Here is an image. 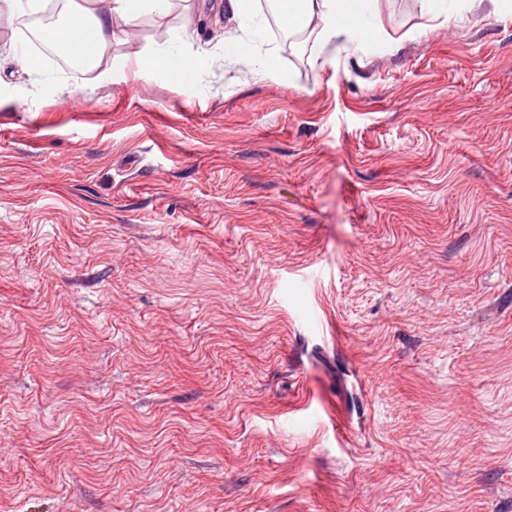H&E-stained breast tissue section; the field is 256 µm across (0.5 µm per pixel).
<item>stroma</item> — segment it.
Listing matches in <instances>:
<instances>
[{
    "mask_svg": "<svg viewBox=\"0 0 512 512\" xmlns=\"http://www.w3.org/2000/svg\"><path fill=\"white\" fill-rule=\"evenodd\" d=\"M224 2L136 23L188 83L0 9V512H512V0L323 67ZM231 56L235 62L252 67V72L261 78L278 80L279 75L274 72L266 63V60H258L254 54L253 47L249 41L239 40L231 47Z\"/></svg>",
    "mask_w": 512,
    "mask_h": 512,
    "instance_id": "obj_1",
    "label": "stroma"
}]
</instances>
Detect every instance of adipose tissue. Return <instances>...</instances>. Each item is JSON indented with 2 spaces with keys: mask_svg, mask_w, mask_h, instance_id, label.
<instances>
[{
  "mask_svg": "<svg viewBox=\"0 0 512 512\" xmlns=\"http://www.w3.org/2000/svg\"><path fill=\"white\" fill-rule=\"evenodd\" d=\"M152 0H66L63 25L47 29V37L80 47L92 43L103 55L114 25L131 27ZM281 26L298 34L310 59L324 65L331 53L348 42L367 43L387 38L381 0H274ZM127 60L132 78L160 72L173 75L188 57L183 53H144L130 46Z\"/></svg>",
  "mask_w": 512,
  "mask_h": 512,
  "instance_id": "1",
  "label": "adipose tissue"
}]
</instances>
